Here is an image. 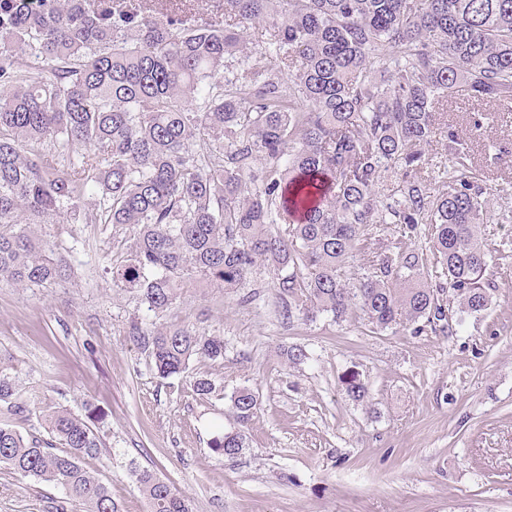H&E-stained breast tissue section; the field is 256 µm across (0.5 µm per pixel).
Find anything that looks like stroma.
Here are the masks:
<instances>
[{
  "label": "stroma",
  "instance_id": "obj_1",
  "mask_svg": "<svg viewBox=\"0 0 512 512\" xmlns=\"http://www.w3.org/2000/svg\"><path fill=\"white\" fill-rule=\"evenodd\" d=\"M475 152L492 191L481 227L490 248L512 243V114L489 113ZM70 278L20 288L0 278V357L13 359L37 402L83 413L100 441L85 465L122 512H148L133 468L149 469L193 512H512V257L493 256L486 314L450 331L371 333L361 321L288 316L272 268L260 264L233 291L190 285L156 318L136 292L113 286L132 231L116 224H41ZM178 324L224 340L219 360L197 358L168 378L144 333ZM300 345L304 363L284 352ZM358 374L366 403L342 382ZM209 380L211 393L194 383ZM251 387L259 409L248 448H212L232 427V392ZM60 486L0 467V512H55Z\"/></svg>",
  "mask_w": 512,
  "mask_h": 512
}]
</instances>
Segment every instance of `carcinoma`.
<instances>
[{"label":"carcinoma","instance_id":"cac0c4a2","mask_svg":"<svg viewBox=\"0 0 512 512\" xmlns=\"http://www.w3.org/2000/svg\"><path fill=\"white\" fill-rule=\"evenodd\" d=\"M53 2L0 20V277L63 279L31 224L80 221L132 229L112 283L159 317L188 283L231 290L259 262L278 271L288 313L358 318L374 333L447 320L445 290L459 325L490 308V199L471 144L446 126L451 166L436 191L425 147L460 92L477 130L512 101V0H210L205 18L193 0ZM256 48L271 68L250 66ZM56 144L83 152L61 163L39 153ZM388 171L398 184L381 196ZM374 224L400 225L401 241L351 277ZM421 224L436 288L406 245ZM147 341L162 378L224 358L222 338L182 326ZM230 403L236 427L213 449L233 459L258 398L244 386ZM2 407L0 466L61 486L78 512H121L84 465L100 448L92 413H37L0 361ZM33 414L46 435L14 424ZM134 476L149 512H193L150 470Z\"/></svg>","mask_w":512,"mask_h":512}]
</instances>
